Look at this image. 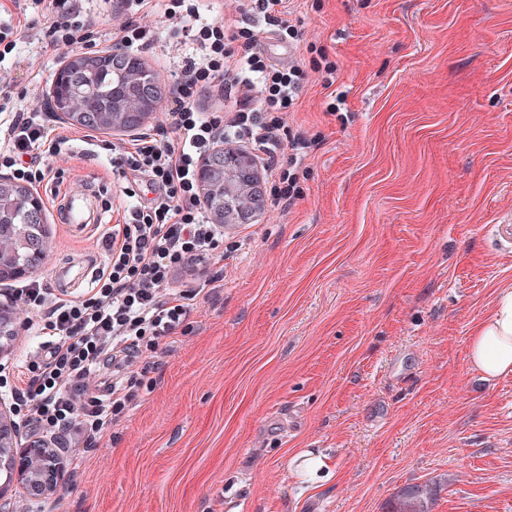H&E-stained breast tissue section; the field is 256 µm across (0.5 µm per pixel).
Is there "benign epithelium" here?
Wrapping results in <instances>:
<instances>
[{
  "instance_id": "1",
  "label": "benign epithelium",
  "mask_w": 512,
  "mask_h": 512,
  "mask_svg": "<svg viewBox=\"0 0 512 512\" xmlns=\"http://www.w3.org/2000/svg\"><path fill=\"white\" fill-rule=\"evenodd\" d=\"M157 105L151 101V92H142L138 110L126 112L119 122L118 131L133 133L153 115ZM246 154L241 149H226L219 147L212 159H202L213 168L224 166V179L236 174L233 166L239 164V157ZM242 188L259 202L262 199L263 188L260 184L258 169L245 174ZM16 334V321L12 313L5 307H0V355L8 348L9 342ZM20 427L12 417V410H7L0 403V469L14 474V482L36 497L45 496L56 490L61 475V469L56 452L48 445L31 442L25 448L17 449Z\"/></svg>"
}]
</instances>
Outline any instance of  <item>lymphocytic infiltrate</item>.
I'll list each match as a JSON object with an SVG mask.
<instances>
[{"instance_id":"lymphocytic-infiltrate-1","label":"lymphocytic infiltrate","mask_w":512,"mask_h":512,"mask_svg":"<svg viewBox=\"0 0 512 512\" xmlns=\"http://www.w3.org/2000/svg\"><path fill=\"white\" fill-rule=\"evenodd\" d=\"M30 2L45 10L49 49L86 42L99 26L97 17L68 0ZM121 9L124 18L110 33L112 50L149 46L154 29L146 19L158 14L170 24L193 27L196 56L176 76L173 105L164 114L170 137L141 133L112 149L116 165L145 183L152 196L127 210L123 223L106 234L107 262L96 287L70 299L47 292L38 281L26 284V305L44 314L46 353L25 364L22 386L11 391L19 418L36 434L61 435L86 447L120 421L135 396L138 379L126 360L146 347L158 350L182 329L199 297L217 290L212 278L170 287L176 272L224 259V234L207 218L198 191L200 160L230 142L249 143L271 158L303 148L290 140L286 116L304 72L265 56L257 38L262 23L280 39L294 37L289 0H242L232 15L237 29L229 35L222 21L198 23L195 0H121ZM212 89L223 97L224 112L206 117L198 102ZM67 142L46 128L38 110L14 114L0 121V167L15 180L40 184L50 173L44 158L59 156ZM108 352L120 362L103 399L90 394L88 379Z\"/></svg>"}]
</instances>
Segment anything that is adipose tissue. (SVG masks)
<instances>
[{"label":"adipose tissue","mask_w":512,"mask_h":512,"mask_svg":"<svg viewBox=\"0 0 512 512\" xmlns=\"http://www.w3.org/2000/svg\"><path fill=\"white\" fill-rule=\"evenodd\" d=\"M469 360L484 381L512 373V289L504 288L470 339Z\"/></svg>","instance_id":"obj_1"}]
</instances>
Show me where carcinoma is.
I'll return each mask as SVG.
<instances>
[{"mask_svg": "<svg viewBox=\"0 0 512 512\" xmlns=\"http://www.w3.org/2000/svg\"><path fill=\"white\" fill-rule=\"evenodd\" d=\"M147 83L144 69L128 55L108 54L100 63L84 65L68 61L60 70L50 96L51 106L68 115V120L84 128L109 132L113 117L134 104L130 90ZM204 199L213 218L224 210L248 211L251 198L241 187L227 188L224 176L205 179ZM43 208L33 201V193L23 184L0 182V248H13L17 264L40 265L46 257ZM433 488L415 485L402 491L391 512H429Z\"/></svg>", "mask_w": 512, "mask_h": 512, "instance_id": "cac0c4a2", "label": "carcinoma"}]
</instances>
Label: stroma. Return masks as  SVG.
Returning a JSON list of instances; mask_svg holds the SVG:
<instances>
[{
	"instance_id": "obj_1",
	"label": "stroma",
	"mask_w": 512,
	"mask_h": 512,
	"mask_svg": "<svg viewBox=\"0 0 512 512\" xmlns=\"http://www.w3.org/2000/svg\"><path fill=\"white\" fill-rule=\"evenodd\" d=\"M300 40L259 39L274 61L307 74L287 122L311 143L289 166L302 197L224 227L221 290L202 301L142 373L119 425L96 445L57 444L53 495L7 490L0 512H388L401 489L435 483L431 512H512V374L486 384L467 360L474 328L499 289L512 288V252L491 233L512 219V0H293ZM139 50L160 74L191 55L185 37L152 16ZM0 77L14 100L47 110L51 79L75 53L44 51L41 13L22 18ZM334 84H326L327 73ZM68 135L53 175L35 187L48 256L35 277L55 295L53 269L71 254L104 268L105 226L139 205L123 193L112 147L120 132ZM99 189L104 226L57 223L55 190ZM5 282L18 334L0 356V386L42 352L40 318ZM305 452L333 477L301 481Z\"/></svg>"
}]
</instances>
